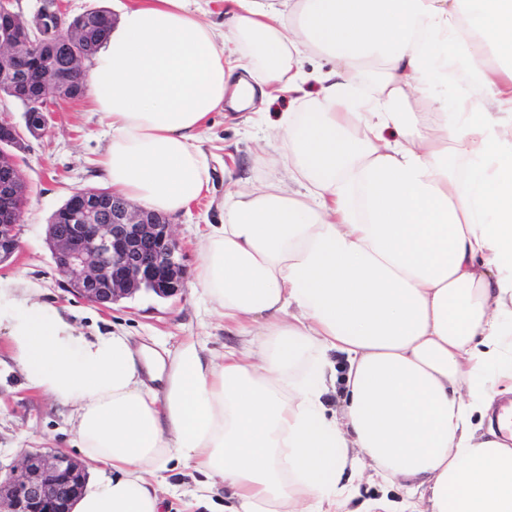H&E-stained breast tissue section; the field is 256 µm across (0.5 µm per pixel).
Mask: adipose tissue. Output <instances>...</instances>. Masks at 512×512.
Returning a JSON list of instances; mask_svg holds the SVG:
<instances>
[{
	"mask_svg": "<svg viewBox=\"0 0 512 512\" xmlns=\"http://www.w3.org/2000/svg\"><path fill=\"white\" fill-rule=\"evenodd\" d=\"M225 3L220 28L190 0L124 7L87 98L100 179L175 214L209 189L225 97L289 96L257 158L282 178L231 181L202 241L238 345L168 362L6 305L28 387L73 406L100 473L73 512H161L174 461L204 478L190 512H348L368 470L411 512H512V0Z\"/></svg>",
	"mask_w": 512,
	"mask_h": 512,
	"instance_id": "obj_1",
	"label": "adipose tissue"
}]
</instances>
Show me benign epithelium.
<instances>
[{"label":"benign epithelium","mask_w":512,"mask_h":512,"mask_svg":"<svg viewBox=\"0 0 512 512\" xmlns=\"http://www.w3.org/2000/svg\"><path fill=\"white\" fill-rule=\"evenodd\" d=\"M0 0V88L17 89L35 64L46 74L38 97L28 111H40L41 102L55 94L63 100L82 96L70 74L85 72L90 60L79 48L73 17L62 0H39L29 19ZM26 132L9 124V138L0 142V264L21 246L20 219L28 186L17 164L16 152L26 148V135L39 137L47 122L32 123L24 115ZM63 218L50 222L46 239L57 270L74 293L98 306L117 303L142 290L162 298L184 288L179 246L166 218L142 209L105 189L79 188L72 192ZM86 466L72 457L33 448L19 464L0 476V512H72L87 480Z\"/></svg>","instance_id":"benign-epithelium-1"}]
</instances>
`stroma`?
<instances>
[{
  "instance_id": "1",
  "label": "stroma",
  "mask_w": 512,
  "mask_h": 512,
  "mask_svg": "<svg viewBox=\"0 0 512 512\" xmlns=\"http://www.w3.org/2000/svg\"><path fill=\"white\" fill-rule=\"evenodd\" d=\"M46 115L45 134L29 139L19 160L29 187L28 204L21 217L22 248L0 266V298L30 299L64 316L76 335L122 334L134 348L154 351L167 359L190 339L204 345L208 353L223 356L225 348L236 345L237 338L225 331L223 320L212 312L201 289L194 286L201 262L200 240L208 225L223 219L229 179L252 174L278 178L276 169L255 165L265 129L246 123L242 111L227 108L215 115L203 144L212 167L211 191L190 213L168 217L180 248L184 289L170 298L140 292L99 307L67 288L46 243V228L50 216L74 189L98 186L95 161L108 141L107 121L83 98H49ZM9 334L8 325H1L0 467L10 468L24 450L35 447L78 457L77 437L68 422L69 407L26 387Z\"/></svg>"
}]
</instances>
